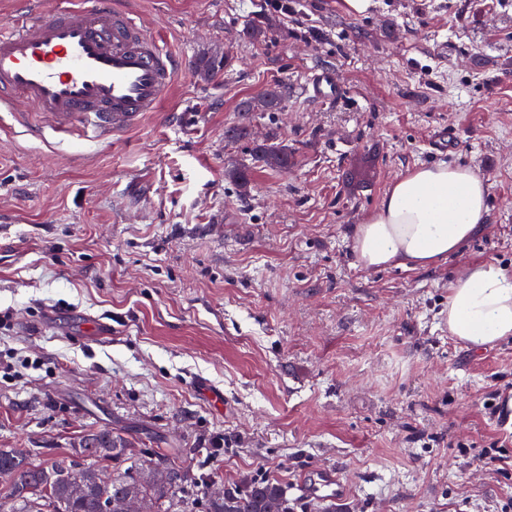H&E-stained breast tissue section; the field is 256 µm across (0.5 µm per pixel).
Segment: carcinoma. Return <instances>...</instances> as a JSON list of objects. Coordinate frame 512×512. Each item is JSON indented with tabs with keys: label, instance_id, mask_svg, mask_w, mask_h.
I'll return each mask as SVG.
<instances>
[{
	"label": "carcinoma",
	"instance_id": "carcinoma-1",
	"mask_svg": "<svg viewBox=\"0 0 512 512\" xmlns=\"http://www.w3.org/2000/svg\"><path fill=\"white\" fill-rule=\"evenodd\" d=\"M229 64V57H202L196 66L206 76L218 74ZM256 104L250 100L238 108L241 119L230 128L237 140L249 137V113ZM288 145L280 142L259 144L254 148V161L267 167L288 169ZM81 455L94 461L129 463L125 469L112 470V483L101 485L96 468L80 467L67 456L34 463L29 457H19L10 450L0 449V469L13 472L12 481L0 491V512H105L108 500H119L133 494L141 512H164L163 503L178 489L172 483L155 480L153 458L129 457L128 441L123 434L100 428L82 436ZM196 505L204 512H291L288 487L276 479L252 481L229 498L202 494Z\"/></svg>",
	"mask_w": 512,
	"mask_h": 512
}]
</instances>
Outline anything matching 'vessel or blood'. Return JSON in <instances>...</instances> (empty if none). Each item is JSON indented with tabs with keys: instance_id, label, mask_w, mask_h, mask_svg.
I'll use <instances>...</instances> for the list:
<instances>
[{
	"instance_id": "b4317fda",
	"label": "vessel or blood",
	"mask_w": 512,
	"mask_h": 512,
	"mask_svg": "<svg viewBox=\"0 0 512 512\" xmlns=\"http://www.w3.org/2000/svg\"><path fill=\"white\" fill-rule=\"evenodd\" d=\"M182 60L167 51L138 13L115 0H25L21 20L0 24V110L26 120L36 111L57 127L83 125L100 141L158 111ZM315 96L339 98L330 72L312 81ZM315 499L345 500L349 485L332 468L305 484Z\"/></svg>"
}]
</instances>
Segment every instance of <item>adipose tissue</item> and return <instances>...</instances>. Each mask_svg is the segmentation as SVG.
<instances>
[{"label": "adipose tissue", "mask_w": 512, "mask_h": 512, "mask_svg": "<svg viewBox=\"0 0 512 512\" xmlns=\"http://www.w3.org/2000/svg\"><path fill=\"white\" fill-rule=\"evenodd\" d=\"M487 187L453 163L416 168L396 180L380 205L351 233L369 269L426 268L457 252L487 213ZM448 331L480 348L512 337V273L492 263L468 267L448 293Z\"/></svg>", "instance_id": "adipose-tissue-1"}]
</instances>
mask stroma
I'll return each instance as SVG.
<instances>
[{
    "label": "stroma",
    "mask_w": 512,
    "mask_h": 512,
    "mask_svg": "<svg viewBox=\"0 0 512 512\" xmlns=\"http://www.w3.org/2000/svg\"><path fill=\"white\" fill-rule=\"evenodd\" d=\"M134 0L184 68L155 112L99 143L0 112V449L37 461L101 426L209 486L299 484L340 470L336 512H495L512 469L481 461L512 432V340L448 333V289L475 263L512 273V0ZM257 26L260 41L243 37ZM228 54L197 75L199 54ZM336 74L345 96L306 86ZM287 83L254 140L241 100ZM442 161L485 182L484 224L426 268L366 269L350 232L408 171ZM246 169L238 187L226 170ZM369 171L370 185L344 182ZM111 322L112 335L86 333ZM253 159L257 163L271 168H288V145L282 142L259 144L254 148Z\"/></svg>",
    "instance_id": "1"
}]
</instances>
